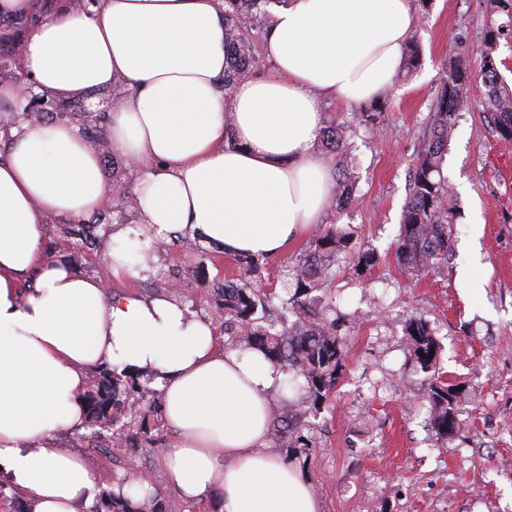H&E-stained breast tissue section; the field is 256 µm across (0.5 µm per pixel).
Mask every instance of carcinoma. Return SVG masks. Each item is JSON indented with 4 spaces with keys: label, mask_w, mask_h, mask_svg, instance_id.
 <instances>
[{
    "label": "carcinoma",
    "mask_w": 512,
    "mask_h": 512,
    "mask_svg": "<svg viewBox=\"0 0 512 512\" xmlns=\"http://www.w3.org/2000/svg\"><path fill=\"white\" fill-rule=\"evenodd\" d=\"M283 0H224V30L229 61L224 70V91H230L248 75L256 63L255 50L267 33L272 2ZM495 34L488 31L478 85H473L469 68L462 59L449 63L444 71L440 89L431 108L430 133L419 150L411 174L408 197L402 214L401 232L396 244V259L407 271L420 274L448 261V247L452 236L455 211L448 198L447 180L442 174L443 160L448 153L449 137L455 126L457 113L465 109L476 88L499 137L512 142V89L506 87L493 58ZM322 142L329 151L346 152L342 131L333 125L324 128ZM358 202L354 173L346 168L336 178L335 195L330 211L341 214ZM350 238L340 234L336 223H331L315 236L308 252L296 259L294 275L298 283L322 279L331 267L336 253L348 246ZM243 276L224 292L217 310L224 321V348L242 345L259 348L284 371L306 380L305 402L323 400L336 385L342 370L343 348L336 331V321L324 316L311 318L307 302H291L290 321L284 313L270 311L259 290L254 288L249 275L258 272V259L244 256L239 259ZM415 346L418 363L424 369L432 367L436 344L428 326L414 322L407 330ZM88 408L86 427L112 429V435L125 441L131 448H152L155 438L154 413L156 402L150 400L137 378L122 371L102 368L95 374L92 386L86 391ZM454 389L441 378H435L430 388L432 421L437 432L448 434L456 427L453 407ZM295 404L287 400L274 421L273 439L286 447L300 444L309 447L310 440L301 435ZM96 512H162L157 501L134 503L121 494L101 498Z\"/></svg>",
    "instance_id": "cac0c4a2"
}]
</instances>
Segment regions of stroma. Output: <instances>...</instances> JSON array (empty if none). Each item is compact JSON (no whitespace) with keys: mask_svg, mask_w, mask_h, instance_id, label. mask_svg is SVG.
<instances>
[{"mask_svg":"<svg viewBox=\"0 0 512 512\" xmlns=\"http://www.w3.org/2000/svg\"><path fill=\"white\" fill-rule=\"evenodd\" d=\"M410 40L420 63L397 74L376 128L359 125L356 109L324 105L323 120L344 132L357 176L358 202L341 215L351 232L323 288L310 290L316 313L337 322L343 367L335 387L308 415L301 433L308 448L274 445L295 464L322 512H512V142L502 141L478 101L459 112L443 172L459 217L448 262L415 277L400 266L395 243L415 156L428 131L431 107L449 61L465 60L472 75L483 66L488 30H496L494 59L512 85V0H412ZM95 225L97 247L62 238L45 224L42 250L64 258L78 273L109 280L115 231L135 239L128 201L111 198L84 218ZM190 262L177 245L154 250L146 272L124 282L143 297H175L200 316L213 315L215 283L237 279L240 264L223 249L197 239ZM301 240L281 257L262 258L254 286L280 311L297 288L287 270L304 254ZM371 263H362V254ZM169 286L155 287L157 274ZM428 325L435 362L422 369L407 334ZM453 385L457 425L438 434L429 413L434 377ZM59 446L85 455L102 492L135 472L148 474L160 503L176 501L158 448L130 455L111 433H61Z\"/></svg>","mask_w":512,"mask_h":512,"instance_id":"35a3bbf8","label":"stroma"}]
</instances>
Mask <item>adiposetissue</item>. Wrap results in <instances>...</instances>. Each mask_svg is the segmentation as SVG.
<instances>
[{"label":"adipose tissue","instance_id":"adipose-tissue-1","mask_svg":"<svg viewBox=\"0 0 512 512\" xmlns=\"http://www.w3.org/2000/svg\"><path fill=\"white\" fill-rule=\"evenodd\" d=\"M27 20L19 65L34 93L122 86L107 147L135 165L132 208L162 243L190 232L226 254H286L322 222L335 183L319 153L321 106L379 99L401 66L411 0H288L271 16L268 71L224 88V0H0ZM0 161V471L27 512H80L98 493L85 460L57 447L83 429L89 371L148 374L174 432L162 459L185 500L217 512H320L298 469L267 446L286 373L255 349H225L212 318L179 300L113 291L138 275L134 248L113 246L111 282L41 253L42 228L104 207L112 189L78 128L35 121L17 83ZM37 272L22 294L21 281Z\"/></svg>","mask_w":512,"mask_h":512}]
</instances>
